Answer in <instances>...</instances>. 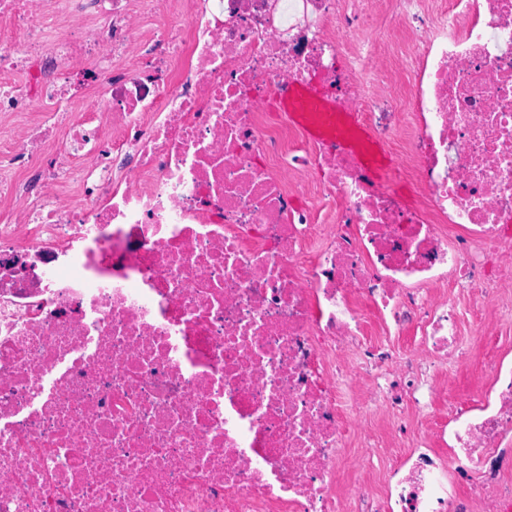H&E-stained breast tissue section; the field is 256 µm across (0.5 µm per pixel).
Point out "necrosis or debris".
<instances>
[{
	"label": "necrosis or debris",
	"instance_id": "necrosis-or-debris-1",
	"mask_svg": "<svg viewBox=\"0 0 512 512\" xmlns=\"http://www.w3.org/2000/svg\"><path fill=\"white\" fill-rule=\"evenodd\" d=\"M471 305L512 313V0H0V512H512V360L435 408ZM304 97L315 101L318 106L324 110H332L335 107L334 100L329 93L322 92L318 89L292 85L288 87V92L281 97L279 102L282 109L288 110V112L285 113L288 115L289 121L302 124L311 139H322L323 134L320 128L306 124L302 112H292L295 102Z\"/></svg>",
	"mask_w": 512,
	"mask_h": 512
}]
</instances>
